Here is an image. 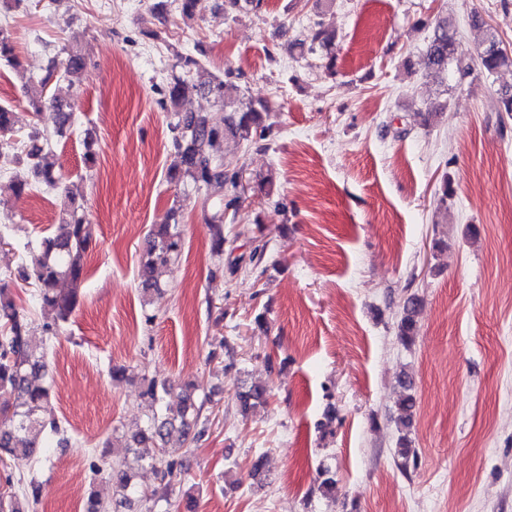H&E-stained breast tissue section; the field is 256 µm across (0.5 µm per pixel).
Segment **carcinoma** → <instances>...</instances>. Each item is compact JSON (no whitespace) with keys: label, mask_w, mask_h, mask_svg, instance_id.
Wrapping results in <instances>:
<instances>
[{"label":"carcinoma","mask_w":512,"mask_h":512,"mask_svg":"<svg viewBox=\"0 0 512 512\" xmlns=\"http://www.w3.org/2000/svg\"><path fill=\"white\" fill-rule=\"evenodd\" d=\"M434 30L427 41L423 56L427 68L440 78L449 75V66L456 65L464 70L461 63L454 62V39L448 31V19L437 18ZM475 28L483 32L481 40L480 66L483 72L492 76L501 71H512V52L507 51L496 31L480 20H473ZM336 40L334 31L317 21L307 28L300 47L310 52H326L324 68L334 71L335 58L331 55ZM65 57L53 61L46 74L38 80H29V105L35 115L45 108L56 112L57 132L61 133L70 124L73 116L72 102L51 93V84L57 83L84 65L83 54L74 49L64 50ZM207 51L204 46L196 47V54L175 53L177 67L181 74L174 75L163 90L161 104L175 119L172 146L177 163L168 171V181L176 187L192 184L196 188L227 189V195L207 225L211 250L216 257L224 254V217L231 210L238 212L239 197L237 172L224 169V160L216 155V146L230 137L239 143L257 145L265 139L264 114L267 106L261 102H241L231 107L229 114L217 122L196 112L181 110L188 88L210 95L217 100L224 99V80L213 76L208 81L192 86L187 79L204 68ZM0 59L18 65L11 31L0 27ZM24 156L4 155L5 161L25 163L30 176L16 174L15 190L23 193L32 183H41L51 189L60 188L55 174V160L48 138L38 129L28 134L24 145ZM96 244L94 227L79 208H73L68 217L62 219L56 233L45 236L30 249L29 265L19 271L24 281H32L38 301L56 311L57 320L66 322L80 303L82 285L85 280L84 258ZM182 236L178 230L177 212L169 211L164 220L152 225L139 268L141 287L144 291L158 289L155 272L175 260L182 252ZM268 257L266 244L254 246L247 262V270L259 279L267 271ZM420 307L417 297L407 298L397 324L398 336L410 343L417 336L416 316ZM31 322L18 307L13 298L0 285V464L9 460H40L52 440L65 433L52 410L53 385L47 371L44 355L36 353L30 346L28 336ZM401 394L397 402L399 415L396 420L398 431L404 432L411 425L416 397L413 381L408 375L400 378ZM175 389V385L149 381L142 396L157 406L147 417L144 426L127 439L126 456L111 466L109 478L121 491L135 494V467L143 460L138 449L153 444L159 454L150 462L162 481L161 490L168 489L166 479L173 475L177 461L166 448L167 439L179 433L182 444L191 445L200 437L197 426L206 400L195 396L197 385L186 383L180 386V401L177 406L164 404V396ZM240 412L244 415L267 404L269 389L264 384H253L236 395ZM398 468L407 469L409 462L416 458L407 437L399 438L395 451Z\"/></svg>","instance_id":"carcinoma-1"}]
</instances>
